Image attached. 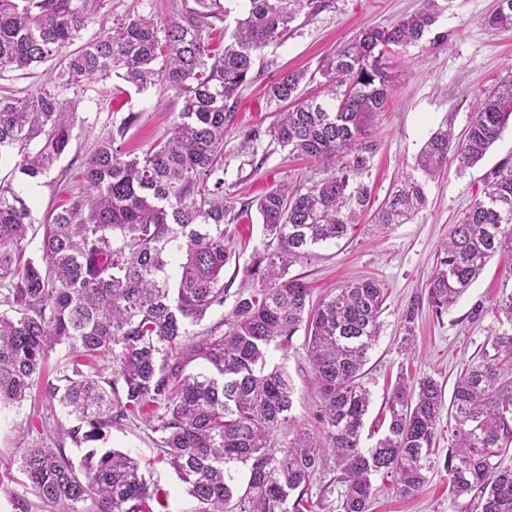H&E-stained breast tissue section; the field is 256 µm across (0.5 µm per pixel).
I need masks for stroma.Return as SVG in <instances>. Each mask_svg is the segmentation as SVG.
<instances>
[{
    "label": "stroma",
    "instance_id": "35a3bbf8",
    "mask_svg": "<svg viewBox=\"0 0 512 512\" xmlns=\"http://www.w3.org/2000/svg\"><path fill=\"white\" fill-rule=\"evenodd\" d=\"M421 0H323L313 15L300 16L281 44L265 50L256 67L259 76L245 87L237 105L233 126L224 137V200L234 206L253 201L285 184L307 188L325 177L322 165L289 156L286 150L261 137L242 148L245 132L268 127L274 114L265 88L279 71L300 69L312 74L308 92H315L323 77L324 57L349 40L365 25L388 27L417 11ZM496 0H444L439 30L448 32L444 49H430L428 42L390 55L386 63L395 79V93L385 112L375 116L371 138L377 145L367 182L375 200H383L393 182L413 165L425 140L440 125H448L455 137H463L474 110L475 95L492 87L512 71V30L489 31L482 24ZM59 66L52 59L27 71L0 73V94L27 97L48 85ZM76 112L71 142L52 171L38 180L24 198L35 224L45 223L51 211L69 203L81 188L82 170L94 148L112 138L122 152L138 155L169 129L180 109L172 92L162 86L143 91L117 77L62 91ZM512 154V125L476 166L459 169L449 161L440 178L426 187L427 205L410 223L376 228L368 221L356 226L351 238L322 246L314 256L294 263L290 275L308 283L314 297L340 285L371 277L382 284L387 299L382 315L384 331L370 354L363 384L370 392V406L362 435L364 447H372L385 427L387 390L400 372L428 374L452 387L465 365L474 361L492 333V319L474 323L469 310L476 301L492 304L500 289L512 287V263L493 257L471 288L442 315L428 302V284L437 257L453 224L459 222L481 186L482 176ZM232 257L224 267L227 296L223 307L211 311L196 327L206 333L228 318L236 294L251 289L246 275L255 254L267 250L256 210L239 214L230 224ZM413 310L414 345L404 353V313ZM274 364L284 366L295 388L293 414L302 428L316 430L319 394L304 350V335L296 333L287 352H274ZM69 426L57 402L37 385L31 398L20 406L0 407V512H17L26 502L29 512H47L23 481L17 480L24 445L34 444L48 425ZM154 434L142 420L112 428L103 445L137 458L147 477L168 497V512H189L193 506L186 486L159 459ZM377 496L372 512H460L448 495V475L438 471L417 495L402 498L393 491L389 477L376 476Z\"/></svg>",
    "mask_w": 512,
    "mask_h": 512
}]
</instances>
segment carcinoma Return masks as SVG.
<instances>
[{"label":"carcinoma","instance_id":"obj_1","mask_svg":"<svg viewBox=\"0 0 512 512\" xmlns=\"http://www.w3.org/2000/svg\"><path fill=\"white\" fill-rule=\"evenodd\" d=\"M241 2L243 18L220 44L229 10L220 0H181L165 21L129 16L69 52L104 17V0H0V71L61 57L51 86L31 97L0 96V158L18 150L16 166L27 178L47 175L69 146L75 113L58 89L115 75L139 90L161 85L182 100L166 135L142 155L124 154L110 139L98 145L79 194L42 225L39 262L26 257L31 209L0 182V404H22L50 352L66 344L72 358L48 387L76 421L65 434L95 442L124 421L154 422L161 456L194 500L190 512H322L334 495L339 512H370L374 476L391 477L399 496L412 497L440 466L450 498L467 500V512H512V467L504 465L512 443V289L470 309L471 321L491 317L497 328L456 379L450 402L431 375L399 377L387 398L386 432L364 448L370 394L362 378L383 332L384 288L354 281L312 306L310 288L288 276L293 263L345 238L372 208L364 177L377 147L368 127L395 86L385 59L429 34L431 48L448 45L447 33L434 32L439 0H423L390 27L360 28L324 58L314 96L304 91V70L267 85L273 141L330 173L304 192L283 184L246 204L274 245L248 269L258 288L238 296L230 318L209 332L192 331L224 305L234 206L224 203L220 173L238 94L256 78L263 51L281 43L316 0ZM483 25L512 28V0H498ZM511 120L509 74L476 95L463 140L446 126L428 137L372 221L409 223L448 153L461 169L475 166ZM442 253L428 290L438 316L492 257L512 261V156L484 175ZM301 329L321 396L317 435L292 414L288 373L269 364L271 349L288 350ZM105 358L112 359L109 377L98 366ZM195 360L203 367L186 371ZM445 409L455 427L442 458L435 445ZM283 429L293 438L278 448ZM330 461L338 476L313 490ZM20 471L42 503L61 512H154L149 501L159 495L139 461L115 449L90 448L76 464L42 442L23 449Z\"/></svg>","mask_w":512,"mask_h":512}]
</instances>
